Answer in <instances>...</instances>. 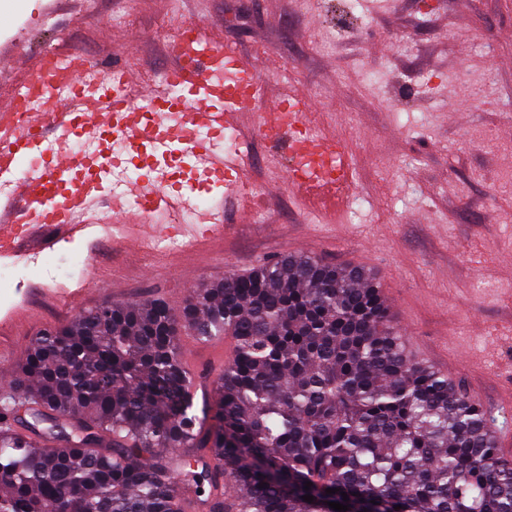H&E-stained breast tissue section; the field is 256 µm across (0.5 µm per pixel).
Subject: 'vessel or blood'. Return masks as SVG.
Instances as JSON below:
<instances>
[{
	"mask_svg": "<svg viewBox=\"0 0 512 512\" xmlns=\"http://www.w3.org/2000/svg\"><path fill=\"white\" fill-rule=\"evenodd\" d=\"M190 35L198 49L183 52L173 42V65L161 79L137 84L126 65L74 55L65 77L71 94L38 112L17 115V99L0 101V257L23 260L34 242L52 232L55 240L110 235L112 217L126 213L127 198H137L138 223L126 226L124 243L143 241L146 229L175 223L190 205V197L165 170H151L146 180L117 188L112 180V162L107 158L81 161L71 144L102 142L121 134L126 154L138 158L150 152L172 157L201 169L204 178L197 191L209 195L211 206L197 223L186 224L182 233L194 251H203L224 238V200L237 198L242 213L251 212L257 198L252 192L246 155L225 154L220 142L225 133L239 132L244 115L254 114L255 130L271 147L285 152L290 163L287 182L291 190L322 211L328 221L340 223L349 202L353 168L346 144L332 133H318L301 140L297 126H311L307 96L293 90L252 113V100L221 94L215 83L218 70L237 81L260 85L254 62L239 55L214 36L195 26ZM95 88V101H88L87 88ZM156 115L178 113L182 127L168 137L157 136L154 124L142 121V112ZM205 127L209 139L194 131ZM39 324L33 305H26L12 318L0 320V361L14 360V332L22 323Z\"/></svg>",
	"mask_w": 512,
	"mask_h": 512,
	"instance_id": "b4317fda",
	"label": "vessel or blood"
}]
</instances>
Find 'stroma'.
<instances>
[{
    "label": "stroma",
    "instance_id": "stroma-1",
    "mask_svg": "<svg viewBox=\"0 0 512 512\" xmlns=\"http://www.w3.org/2000/svg\"><path fill=\"white\" fill-rule=\"evenodd\" d=\"M123 14L130 23H117ZM189 20L257 61L265 99L302 88L320 129L347 144L355 183L342 223H323L282 182L248 127L259 215L240 221L225 200L223 241L180 267L116 238L0 260L12 272L0 315L28 288L68 292L66 308L41 312L55 327L107 302L159 298L177 311L229 274L312 255L370 273L407 352L500 417L498 438L512 437V0H0V99L46 49L121 51L150 82ZM77 253L103 272L87 294ZM179 344L192 372L223 369L224 342L186 331Z\"/></svg>",
    "mask_w": 512,
    "mask_h": 512
}]
</instances>
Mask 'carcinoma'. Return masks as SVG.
Segmentation results:
<instances>
[{
    "instance_id": "obj_1",
    "label": "carcinoma",
    "mask_w": 512,
    "mask_h": 512,
    "mask_svg": "<svg viewBox=\"0 0 512 512\" xmlns=\"http://www.w3.org/2000/svg\"><path fill=\"white\" fill-rule=\"evenodd\" d=\"M186 330L232 340L198 413ZM494 421L410 357L364 272L279 257L179 312L102 304L34 336L0 395V512H512Z\"/></svg>"
}]
</instances>
